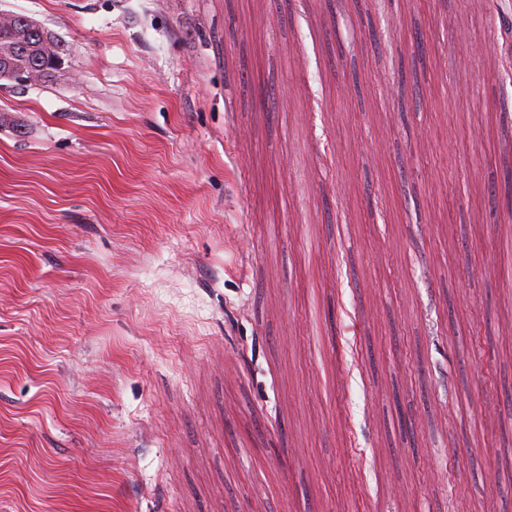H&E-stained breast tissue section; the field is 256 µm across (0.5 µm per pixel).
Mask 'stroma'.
<instances>
[{
    "label": "stroma",
    "mask_w": 512,
    "mask_h": 512,
    "mask_svg": "<svg viewBox=\"0 0 512 512\" xmlns=\"http://www.w3.org/2000/svg\"><path fill=\"white\" fill-rule=\"evenodd\" d=\"M0 13V512H512V0ZM0 26H11L4 31V41L0 43V87L6 84L2 81L8 82L10 87H27L41 82L42 75L43 81L50 80L58 70L52 67H46L42 72L27 66L30 57L33 58V65L38 64L37 57L33 54L34 48L27 49L28 52L19 58V49L26 46L27 40L30 46L40 41V34H28L34 30H39L40 25L30 17L11 14L0 16ZM21 52H24V50ZM20 60V61H19ZM25 65V66H24Z\"/></svg>",
    "instance_id": "35a3bbf8"
}]
</instances>
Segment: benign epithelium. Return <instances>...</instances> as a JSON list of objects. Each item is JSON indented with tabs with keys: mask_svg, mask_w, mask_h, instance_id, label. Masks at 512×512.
Here are the masks:
<instances>
[{
	"mask_svg": "<svg viewBox=\"0 0 512 512\" xmlns=\"http://www.w3.org/2000/svg\"><path fill=\"white\" fill-rule=\"evenodd\" d=\"M4 30V41L0 43V87L8 83L10 87H27L41 82L42 72L24 66L19 61V49L26 46L28 34L40 29L33 19L11 14L0 17V26Z\"/></svg>",
	"mask_w": 512,
	"mask_h": 512,
	"instance_id": "benign-epithelium-1",
	"label": "benign epithelium"
}]
</instances>
